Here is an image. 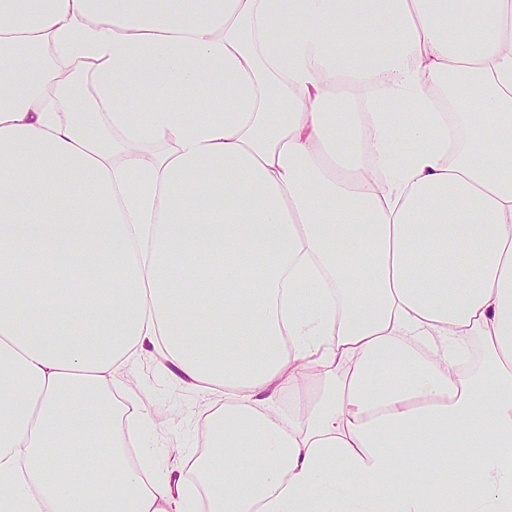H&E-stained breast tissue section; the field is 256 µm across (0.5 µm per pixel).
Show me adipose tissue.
I'll list each match as a JSON object with an SVG mask.
<instances>
[{
  "instance_id": "adipose-tissue-1",
  "label": "adipose tissue",
  "mask_w": 512,
  "mask_h": 512,
  "mask_svg": "<svg viewBox=\"0 0 512 512\" xmlns=\"http://www.w3.org/2000/svg\"><path fill=\"white\" fill-rule=\"evenodd\" d=\"M143 355L247 471L129 460ZM201 489L512 512V0H0V512Z\"/></svg>"
}]
</instances>
